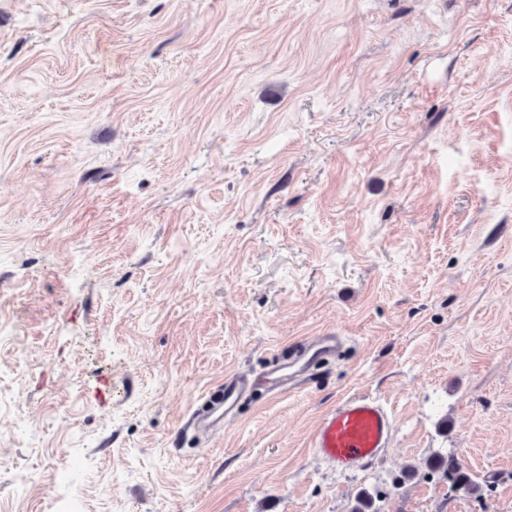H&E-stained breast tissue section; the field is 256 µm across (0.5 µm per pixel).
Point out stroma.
I'll list each match as a JSON object with an SVG mask.
<instances>
[{
	"label": "stroma",
	"instance_id": "obj_1",
	"mask_svg": "<svg viewBox=\"0 0 512 512\" xmlns=\"http://www.w3.org/2000/svg\"><path fill=\"white\" fill-rule=\"evenodd\" d=\"M353 394L395 431L342 473L310 439ZM17 448L0 512H512V0H0ZM342 337L319 336L316 341H303L296 344L289 353L288 367L299 365L306 373L313 370L321 361L334 357L342 346ZM253 384V381L244 376L225 377L224 383L211 390L191 413L187 428L198 430L199 437L209 438L219 430L224 417L236 411L241 400L251 391Z\"/></svg>",
	"mask_w": 512,
	"mask_h": 512
}]
</instances>
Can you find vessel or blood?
<instances>
[{
  "label": "vessel or blood",
  "mask_w": 512,
  "mask_h": 512,
  "mask_svg": "<svg viewBox=\"0 0 512 512\" xmlns=\"http://www.w3.org/2000/svg\"><path fill=\"white\" fill-rule=\"evenodd\" d=\"M341 346V337L334 335L300 342L290 351L288 364L311 371L321 361L334 357ZM252 386L247 377H226L191 413L188 427L196 429L199 437L212 436ZM394 429L395 419L382 403L369 396L352 395L322 415L313 430L311 446L333 468L352 471L389 447Z\"/></svg>",
  "instance_id": "vessel-or-blood-1"
}]
</instances>
